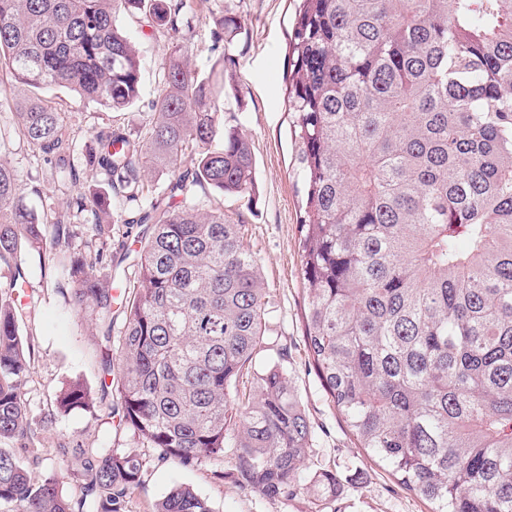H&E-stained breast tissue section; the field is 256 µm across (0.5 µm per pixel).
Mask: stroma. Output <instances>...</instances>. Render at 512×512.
Returning a JSON list of instances; mask_svg holds the SVG:
<instances>
[{"instance_id":"1","label":"stroma","mask_w":512,"mask_h":512,"mask_svg":"<svg viewBox=\"0 0 512 512\" xmlns=\"http://www.w3.org/2000/svg\"><path fill=\"white\" fill-rule=\"evenodd\" d=\"M297 7L296 0H209L186 51L197 72L209 74L211 32L216 19L230 13L240 28L225 46L226 66L233 71L239 99L221 117L248 135L255 159L257 194L253 203L234 197H219L202 189L194 195L207 207H223L226 216L244 227V244L255 255L263 277L267 301L266 347L259 362L277 358L287 350L284 366L302 400L315 433L310 469L330 471L340 487L335 498L320 500L308 488L289 499H269L242 490L231 476L232 458L222 465L226 476L217 479L218 465L205 462L186 468L175 462L150 461L142 486L131 496L127 512H153L155 503L179 484L191 486L208 498L214 512H427L420 498L403 489L389 468L369 458L356 441L343 417L329 405L320 381L309 364L305 343V302L301 278L297 217L301 196L296 191L295 147L291 138L292 115L288 110V35ZM127 31L146 59L144 95L127 112H107L94 103L75 98L68 90L50 91L65 114V121L79 143L91 142L96 132L110 124L129 134H139L150 116L148 102L155 94L152 66L164 48L150 28L128 23ZM16 94L11 86L0 87V158L19 174L18 193L32 207L64 210L66 197L60 191L63 177L44 162L38 152L19 138L6 103ZM110 218L101 229L84 219L71 220V244H85L103 252L112 263V283L132 287L136 257L126 254L127 226L119 195H111ZM25 257V291L17 305L19 332L30 345V368L22 397L37 430L40 463L36 476L55 478L63 491L77 493V484L63 464L64 454L82 448L109 446L147 453L148 448L131 430L119 427L111 417L112 396L100 388L102 352L106 336L120 338L121 315L111 321L96 318L91 310L77 308L71 286L52 265L47 253L22 246ZM75 379L89 388L93 408L61 412L56 399Z\"/></svg>"}]
</instances>
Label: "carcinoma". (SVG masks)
<instances>
[{"label": "carcinoma", "instance_id": "obj_1", "mask_svg": "<svg viewBox=\"0 0 512 512\" xmlns=\"http://www.w3.org/2000/svg\"><path fill=\"white\" fill-rule=\"evenodd\" d=\"M208 0H0V86L18 135L72 184L108 176L141 207L137 279L121 302L118 358L101 391L157 461L193 467L235 449L241 489L301 490L314 432L288 371L256 366L266 311L260 266L242 225L205 210L194 187L253 201L251 142L220 121L238 99L224 56L201 77L182 39ZM169 41L155 69L145 132L101 128L77 146L55 88L112 112L140 102L146 62L124 20ZM226 14L215 40L231 36ZM288 111L299 193L305 339L327 400L358 447L390 468L429 512H512V0H301L292 24ZM191 164L181 169L184 156ZM104 192L38 213L0 159V261L22 278L21 243L44 246L75 304L112 319L103 253L71 251L67 221L103 223ZM15 301L0 295V442L34 443L21 384L30 347ZM253 372V390L239 393ZM62 412L92 406L85 383ZM240 426L233 439L228 427ZM149 459L83 448L67 496L0 447V506L13 512H125ZM317 492L334 497L321 472ZM153 512H214L177 486Z\"/></svg>", "mask_w": 512, "mask_h": 512}]
</instances>
